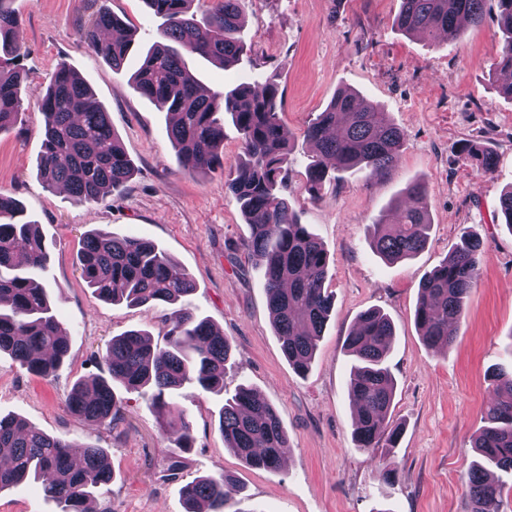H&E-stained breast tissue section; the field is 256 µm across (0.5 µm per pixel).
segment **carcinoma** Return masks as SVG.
<instances>
[{
    "mask_svg": "<svg viewBox=\"0 0 512 512\" xmlns=\"http://www.w3.org/2000/svg\"><path fill=\"white\" fill-rule=\"evenodd\" d=\"M161 19L158 40L145 52L132 77L136 91L172 116L169 137L181 170L188 175L224 167V118L241 135L243 158L236 176L225 184L240 205L250 236L246 246L263 271L271 323L288 364L306 374L333 307L326 288L328 253L290 212L281 187L288 173L290 149L279 118L278 88L240 83L206 95L200 92L187 59L210 60L227 69L244 52L240 39L246 0H210L196 19L194 0H144ZM486 0H400L395 25L405 33L458 37L461 22L482 21ZM497 33L503 50L498 68L512 75V0H495ZM13 0H0V132L15 126L22 112L19 85L21 48L15 38L19 17ZM81 37L98 56L122 69L131 49L124 23L105 5L96 11ZM44 117L38 170L50 191L62 186L82 203H99L125 187L132 162L112 128L109 112L90 87L61 62L51 83L35 95ZM307 138L315 153L307 167L304 190L313 200L330 171L362 166L373 177L396 164L405 131L353 91L337 92L310 123ZM483 173L494 171V154L483 149L468 156ZM424 182L404 191L396 223L380 216L369 225L370 244L388 263L410 259L428 241L429 214L423 206ZM48 247L37 224L24 218L18 202L0 194V352L27 371L49 377L69 353L67 333L57 320L37 273L48 261ZM483 261L480 241L461 236L449 259L419 284L415 322L425 347L451 346L459 335L470 293ZM80 277L98 298L129 306L162 309L170 324L167 343L152 344L149 334L130 330L106 344L109 377L80 380L67 398V409L88 422L113 424L120 406L114 383L148 396L162 417V428L179 447H192V423L174 410L180 389L224 390L231 357L229 341L204 319L178 306L196 289L186 274L173 270L170 256L144 237L118 238L105 229L83 239ZM394 336L391 320L378 310L362 312L345 338L354 357L348 382L356 403L352 436L356 448L373 452L393 448L400 432L390 421L396 383L386 365ZM485 428L473 439L478 454L467 475L472 512H501L503 486L489 479L488 468L512 471V372H499L493 397L483 409ZM224 443L256 469L273 470L290 448L288 434L272 404L241 385L220 414ZM0 491L26 480L39 482L60 512H87L95 493L108 490L112 469L108 453L95 444H76L50 436L13 415H0ZM235 480L227 473L196 479L183 488L186 512H243L237 508Z\"/></svg>",
    "mask_w": 512,
    "mask_h": 512,
    "instance_id": "1",
    "label": "carcinoma"
}]
</instances>
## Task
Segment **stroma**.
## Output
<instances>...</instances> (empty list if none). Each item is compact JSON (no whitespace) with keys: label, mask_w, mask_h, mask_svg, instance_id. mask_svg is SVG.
Returning a JSON list of instances; mask_svg holds the SVG:
<instances>
[{"label":"stroma","mask_w":512,"mask_h":512,"mask_svg":"<svg viewBox=\"0 0 512 512\" xmlns=\"http://www.w3.org/2000/svg\"><path fill=\"white\" fill-rule=\"evenodd\" d=\"M134 30L121 71L96 56L80 33L100 5ZM17 41L25 56L21 125L0 133V193L17 199L49 247L42 283L69 336V355L43 378L0 353V414L22 417L47 434L105 448L112 467L108 493L96 495L97 512H186L181 489L220 473L244 487V512H471L466 476L485 426L491 374L512 367V229L500 196L512 187V99L500 91L496 64L497 7L487 0L482 23L465 24L446 40L398 31L400 0H249L241 37L246 50L228 70L194 58L197 79L211 90L241 82L276 83L281 123L290 148L282 188L300 223L329 256L327 286L334 308L306 375L289 366L272 327L260 273L245 243L250 235L240 206L224 184L235 173L240 136L224 123L223 170L185 175L168 137L169 118L132 86L140 53L157 39L158 18L143 0H15ZM68 63L110 114L135 172L121 193L97 204L46 189L38 172L43 118L33 97L59 62ZM349 88L402 127L406 140L385 176L367 170L334 172L319 200L303 185L313 153L304 132L336 93ZM491 150L494 173L478 172L461 149ZM427 184L424 204L429 241L416 257L386 264L370 247L368 226L395 213L406 185ZM154 241L195 291L185 307L228 338L232 355L224 390H186L176 407L193 424L192 447L167 439L147 398L116 387L121 418L111 427L68 413L74 384L103 374L107 342L129 330L164 344L169 329L148 307L99 299L77 270L81 242L94 229ZM484 246L459 336L445 351L422 343L415 323L420 281L442 264L462 232ZM378 309L395 326L387 365L397 390L391 419L402 434L396 448L359 451L348 391L352 358L343 340L363 311ZM256 390L277 410L290 450L274 470L245 466L224 446L219 414L239 385ZM177 471H170L171 462ZM393 482L380 478L384 464ZM0 512H57L38 483L0 491Z\"/></svg>","instance_id":"1"}]
</instances>
